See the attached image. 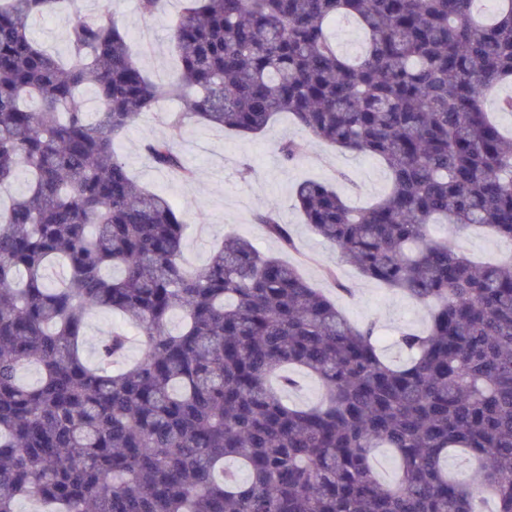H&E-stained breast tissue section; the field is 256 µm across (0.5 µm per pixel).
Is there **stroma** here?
Here are the masks:
<instances>
[{
	"mask_svg": "<svg viewBox=\"0 0 512 512\" xmlns=\"http://www.w3.org/2000/svg\"><path fill=\"white\" fill-rule=\"evenodd\" d=\"M105 8L127 30L146 73L156 82L167 81L176 66L169 28L181 9L179 0H168L164 11L151 18L140 14L138 0L81 2L83 13L88 15L100 14ZM70 26L68 14L48 15L35 22L31 35L63 57ZM177 109V103L160 102L157 112L142 117L117 141L116 150L144 187L183 208L187 222L184 256L188 263L204 264L224 235L235 234L251 240L260 251L298 265L313 286L333 295L352 322H377L389 335L400 329L424 328L427 310L422 304L388 291L342 264L336 248L314 236L294 207L296 185L308 180L334 184L351 205H364L387 188L386 171L380 161L328 146L293 125L285 115L253 139H239L192 122L185 126L178 142L180 152L196 173L194 181L187 183L155 169L143 151L146 142L164 135L163 113ZM285 138L302 146L300 159L290 165L283 164L276 153L278 142ZM340 171L348 174V181H337ZM266 210L277 211L281 222L288 225L296 243L294 251H283L255 223V214ZM434 232L448 237L453 245L481 262L496 261L508 250L506 243L485 231L451 233L439 225ZM328 266L337 268L345 291H337L324 279L322 272Z\"/></svg>",
	"mask_w": 512,
	"mask_h": 512,
	"instance_id": "obj_1",
	"label": "stroma"
}]
</instances>
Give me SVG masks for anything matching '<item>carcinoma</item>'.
<instances>
[{
  "label": "carcinoma",
  "mask_w": 512,
  "mask_h": 512,
  "mask_svg": "<svg viewBox=\"0 0 512 512\" xmlns=\"http://www.w3.org/2000/svg\"><path fill=\"white\" fill-rule=\"evenodd\" d=\"M181 0L178 72L155 83L126 31L80 0H0V512L36 497L54 512H512V257L483 264L431 227L484 228L512 245V139L485 106L512 83V0ZM76 16L59 57L36 17ZM352 19L356 56L329 26ZM93 89L90 119L81 93ZM156 167L191 181L184 127L262 133L286 112L320 141L379 158L388 188L351 207L336 188L295 189L304 224L383 287L428 306L402 365L377 323L349 321L299 269L229 236L182 260L183 213L139 185L114 145L163 99ZM294 248L276 212L255 216ZM62 276L48 284L53 267ZM92 308L137 330L83 356ZM180 329L168 328L174 313ZM35 363L37 383L21 380ZM300 368L315 406L288 404ZM394 452L387 484L374 450ZM474 461L446 470L450 452Z\"/></svg>",
  "instance_id": "obj_1"
}]
</instances>
